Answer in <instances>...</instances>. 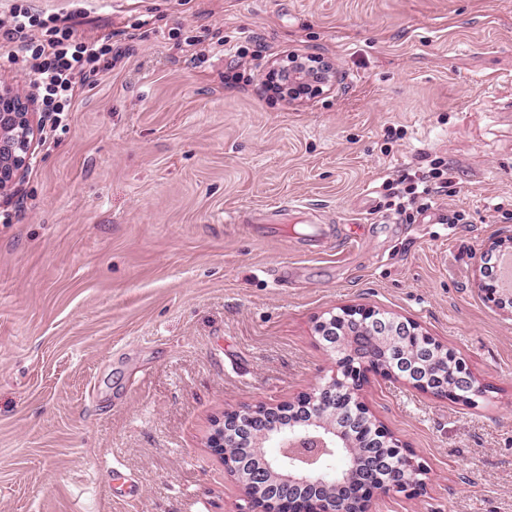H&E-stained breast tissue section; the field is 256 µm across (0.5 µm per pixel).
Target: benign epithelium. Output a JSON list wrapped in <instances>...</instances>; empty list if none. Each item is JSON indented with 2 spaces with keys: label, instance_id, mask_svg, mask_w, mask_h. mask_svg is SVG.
<instances>
[{
  "label": "benign epithelium",
  "instance_id": "7a95c632",
  "mask_svg": "<svg viewBox=\"0 0 512 512\" xmlns=\"http://www.w3.org/2000/svg\"><path fill=\"white\" fill-rule=\"evenodd\" d=\"M264 80L288 103L304 102L336 88L339 73L335 63L320 55L291 52L269 65ZM34 93L0 86V196L15 188L31 164L40 139ZM477 288L497 309L512 314V289L506 291L484 277ZM341 326L342 353L336 359V374L314 384L298 398L274 407L259 403L249 409H224L212 423L207 448L224 461V471L237 479L246 512H370L375 496L397 491L416 496L425 486L427 468L417 453L390 433L362 398L370 376L402 381L414 389L437 397L462 399L479 392L467 363L456 352L424 331L411 319L390 318L364 305L342 306L315 322L317 335H336ZM403 336L409 348L426 352L429 344L441 356L444 372L433 381L420 379L410 367L399 371L379 355L386 336ZM304 403L309 418L282 428L274 419L296 404ZM341 415L358 430L352 439L339 430L334 419ZM249 434L262 459L247 475L224 453L234 436ZM279 445L280 457L269 460L265 444ZM341 448L346 451L344 476L336 481L348 500L300 497L302 490L323 483L319 465Z\"/></svg>",
  "mask_w": 512,
  "mask_h": 512
}]
</instances>
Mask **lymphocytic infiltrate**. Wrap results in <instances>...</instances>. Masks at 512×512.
<instances>
[{
    "label": "lymphocytic infiltrate",
    "instance_id": "obj_1",
    "mask_svg": "<svg viewBox=\"0 0 512 512\" xmlns=\"http://www.w3.org/2000/svg\"><path fill=\"white\" fill-rule=\"evenodd\" d=\"M84 17L81 11L44 17L24 0H15L0 19L10 43L0 65L32 72L44 110L57 124L71 112L80 84L97 77L117 56L109 39L79 35ZM452 179L451 169L437 166L411 175L399 193L397 213H405L410 202L447 194Z\"/></svg>",
    "mask_w": 512,
    "mask_h": 512
}]
</instances>
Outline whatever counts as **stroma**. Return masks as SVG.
Wrapping results in <instances>:
<instances>
[{
    "instance_id": "obj_1",
    "label": "stroma",
    "mask_w": 512,
    "mask_h": 512,
    "mask_svg": "<svg viewBox=\"0 0 512 512\" xmlns=\"http://www.w3.org/2000/svg\"><path fill=\"white\" fill-rule=\"evenodd\" d=\"M32 4L85 9L121 57L0 196V512H243L212 420L329 378L315 321L357 304L419 322L486 388L467 405L371 377L429 470L372 512H512V315L475 286L512 234V0ZM291 52L342 82L266 92ZM435 160L447 194L397 214L391 185Z\"/></svg>"
}]
</instances>
